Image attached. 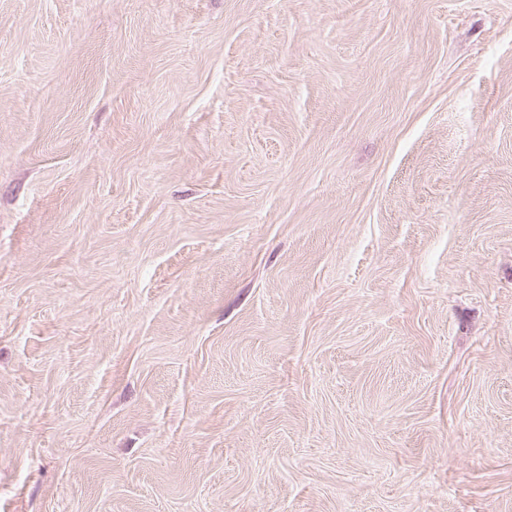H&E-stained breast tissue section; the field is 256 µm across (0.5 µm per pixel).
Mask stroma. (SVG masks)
<instances>
[{
	"mask_svg": "<svg viewBox=\"0 0 512 512\" xmlns=\"http://www.w3.org/2000/svg\"><path fill=\"white\" fill-rule=\"evenodd\" d=\"M0 512H512V0H0Z\"/></svg>",
	"mask_w": 512,
	"mask_h": 512,
	"instance_id": "35a3bbf8",
	"label": "stroma"
}]
</instances>
